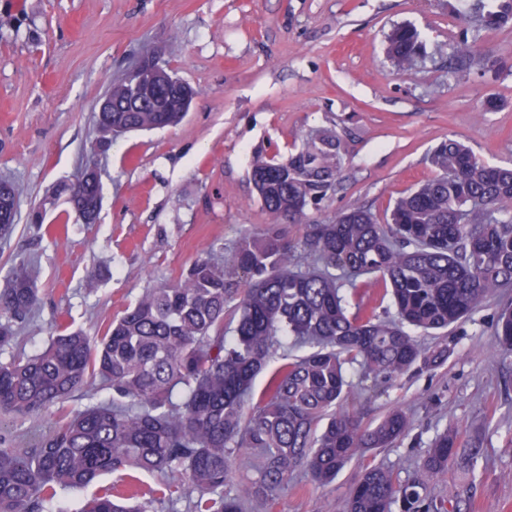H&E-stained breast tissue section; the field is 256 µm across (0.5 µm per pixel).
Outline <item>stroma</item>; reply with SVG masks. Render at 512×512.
Segmentation results:
<instances>
[{
    "label": "stroma",
    "instance_id": "35a3bbf8",
    "mask_svg": "<svg viewBox=\"0 0 512 512\" xmlns=\"http://www.w3.org/2000/svg\"><path fill=\"white\" fill-rule=\"evenodd\" d=\"M462 0H0V180L18 198L0 238V286L17 266L37 271L38 305L0 362L39 351L61 327L102 333L149 287L177 280L199 256L222 257L267 217L255 197V151L288 154L305 133L335 130L345 146L336 189L305 224L354 205L385 220L395 200L431 177L427 153L456 139L512 166V28L485 35L470 67L448 72ZM417 29L425 62L393 70L385 40ZM157 52L195 103L183 121L95 148L94 108L145 52ZM495 109L486 110L487 101ZM96 168V223L77 221L56 183ZM305 224L287 226L300 238ZM489 302L449 329L448 360L381 383L354 401L365 420L399 410L412 427L392 447L349 463L329 486L303 474L271 512H342L367 465L404 483L437 433L458 430L485 452L477 470L449 469L432 493L461 512H512V354L499 350ZM99 378L58 409L0 411V442L36 447L59 411L105 400Z\"/></svg>",
    "mask_w": 512,
    "mask_h": 512
}]
</instances>
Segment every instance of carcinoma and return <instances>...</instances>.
<instances>
[{
  "instance_id": "carcinoma-1",
  "label": "carcinoma",
  "mask_w": 512,
  "mask_h": 512,
  "mask_svg": "<svg viewBox=\"0 0 512 512\" xmlns=\"http://www.w3.org/2000/svg\"><path fill=\"white\" fill-rule=\"evenodd\" d=\"M455 47L472 57L482 34L512 27V0H484L461 15ZM386 55L399 72L423 60L418 32L406 26L387 37ZM179 112H98L102 140L116 133L175 126ZM330 129L308 132L283 157L256 152L251 182L268 216L258 236L246 234L224 260L196 259L173 283L148 288L136 303L92 336L66 328L40 352L0 362V410L26 417L81 389L87 377L112 395L62 417L38 447L0 448V512H55L60 490L130 471H179L185 483L159 498L106 489L77 512H156L185 499L187 512L270 508L298 472L324 487L355 457L388 448L407 435L409 418L392 411L374 424L347 406L353 370L391 380L417 364L438 367L448 350L421 335L446 330L512 287V167L493 166L455 139L427 161L435 175L399 197L386 223L362 206L305 225L292 242L284 225L299 224L329 198L344 161ZM76 217L95 221L102 204L96 178L56 186ZM390 293L394 318L364 315L357 279ZM33 277L21 266L0 289V347L16 338L14 321L38 304ZM233 309L234 327L224 323ZM498 346L512 353V305L495 323ZM303 350L270 368L277 349ZM267 373L259 399L255 378ZM256 453L255 475L225 491L240 454ZM459 458H482L443 431L422 457L416 478L402 485L388 469L369 466L351 489L344 512H447L430 485Z\"/></svg>"
}]
</instances>
